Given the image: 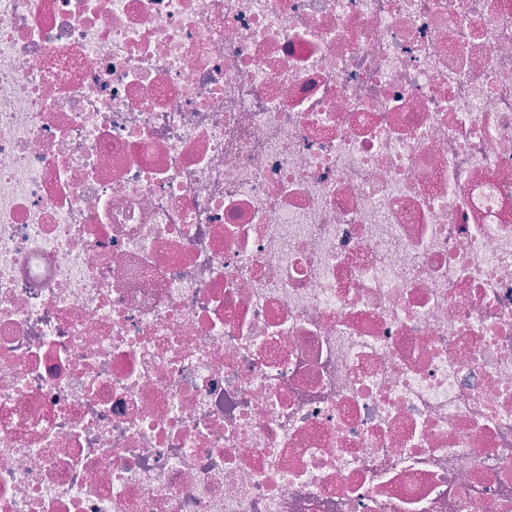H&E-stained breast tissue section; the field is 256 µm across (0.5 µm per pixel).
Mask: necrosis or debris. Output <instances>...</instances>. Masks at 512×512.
<instances>
[{"mask_svg": "<svg viewBox=\"0 0 512 512\" xmlns=\"http://www.w3.org/2000/svg\"><path fill=\"white\" fill-rule=\"evenodd\" d=\"M0 512H512V0H0Z\"/></svg>", "mask_w": 512, "mask_h": 512, "instance_id": "obj_1", "label": "necrosis or debris"}]
</instances>
